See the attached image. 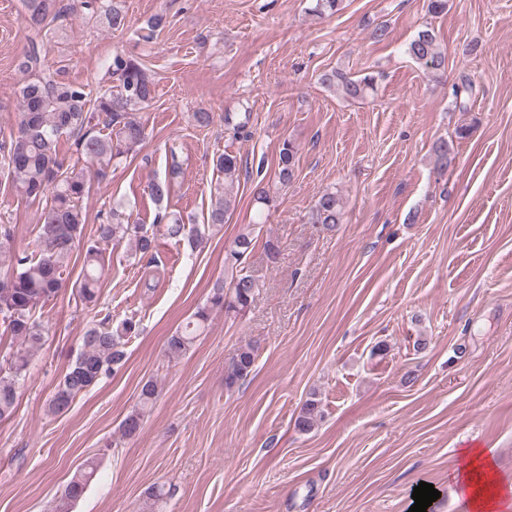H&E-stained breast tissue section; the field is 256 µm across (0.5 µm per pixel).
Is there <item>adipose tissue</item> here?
I'll use <instances>...</instances> for the list:
<instances>
[{
  "label": "adipose tissue",
  "mask_w": 512,
  "mask_h": 512,
  "mask_svg": "<svg viewBox=\"0 0 512 512\" xmlns=\"http://www.w3.org/2000/svg\"><path fill=\"white\" fill-rule=\"evenodd\" d=\"M491 448H464L449 479L466 500L469 512H512V479L503 477Z\"/></svg>",
  "instance_id": "obj_1"
}]
</instances>
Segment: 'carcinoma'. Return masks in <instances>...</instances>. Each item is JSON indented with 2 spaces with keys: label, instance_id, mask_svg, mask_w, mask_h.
<instances>
[{
  "label": "carcinoma",
  "instance_id": "1",
  "mask_svg": "<svg viewBox=\"0 0 512 512\" xmlns=\"http://www.w3.org/2000/svg\"><path fill=\"white\" fill-rule=\"evenodd\" d=\"M61 0H25L27 28L32 32L31 46L25 53L22 68L34 73L20 91V115L17 131L0 143V172L12 177V187L27 200H46L38 224L42 252L29 255L12 247V228L0 224V327L4 333L21 341L16 352L3 356L7 368L0 367V422L16 410L17 386L25 377L29 359L43 344L44 327L35 317L37 308L72 287L82 301L98 300L99 285L105 272L103 246L125 242L130 255L154 257L156 242L163 236L178 242L184 240L193 251L204 250L210 232L224 224L235 205L234 176L240 171L237 156L225 152L214 160L225 182L214 188V202L204 224H187L181 215L160 211L155 224L146 228L131 224L122 205L116 204L102 214L92 239H85L86 216L81 201L89 192L91 181H104L112 162L128 155L142 144L146 127L138 112L157 95V82L151 70L138 58L116 52L107 67L109 78L116 84H75L60 78L57 72L43 69L41 37L51 27H59L74 11L75 5L87 10L102 28L121 30L126 25L123 0H77L68 10ZM407 52L412 60L427 70L444 68L445 55L429 26L418 31ZM327 87L342 88L346 97L361 99L374 90V77L365 75L351 79L330 70L319 75ZM62 136L72 141L76 159L64 164L57 154ZM436 163L445 170L454 160L453 150L443 140L435 146ZM298 148L283 140L278 156L277 177L286 186L295 173ZM177 175L172 169L168 178L153 180L149 196L161 202L168 196L171 181ZM343 201L334 191L321 193L312 209L310 223L326 231L333 230L343 218ZM252 231L241 233L224 256L225 268L231 270L229 283L218 280L206 302L197 307L189 321L167 338L165 354L170 360L185 356L198 336L208 326L213 313L241 316L251 307L259 282L243 267L244 257L255 248ZM82 248L81 276L71 284L64 278L74 251ZM139 331V321L132 317L116 323L109 317L88 325L81 337L76 356L60 379L50 398L47 411L51 415L67 412L74 399L113 374L125 362V347ZM257 350L248 344L229 360L225 384L228 387L245 380L253 371ZM320 400L316 393L302 405L294 426L297 431H312L321 419ZM141 428V414L133 411L120 424L122 436L132 438ZM98 464L86 461L72 476L61 494L49 506V512H73L76 502L96 478Z\"/></svg>",
  "mask_w": 512,
  "mask_h": 512
}]
</instances>
